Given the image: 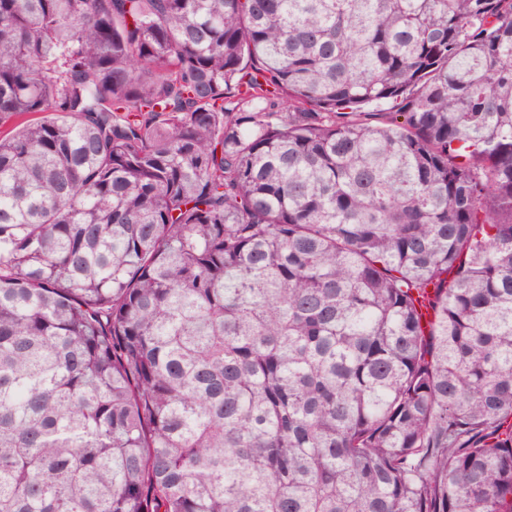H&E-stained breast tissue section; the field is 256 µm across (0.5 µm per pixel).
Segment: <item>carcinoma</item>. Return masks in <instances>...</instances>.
<instances>
[{
  "instance_id": "cac0c4a2",
  "label": "carcinoma",
  "mask_w": 512,
  "mask_h": 512,
  "mask_svg": "<svg viewBox=\"0 0 512 512\" xmlns=\"http://www.w3.org/2000/svg\"><path fill=\"white\" fill-rule=\"evenodd\" d=\"M0 512H512V0H0Z\"/></svg>"
}]
</instances>
